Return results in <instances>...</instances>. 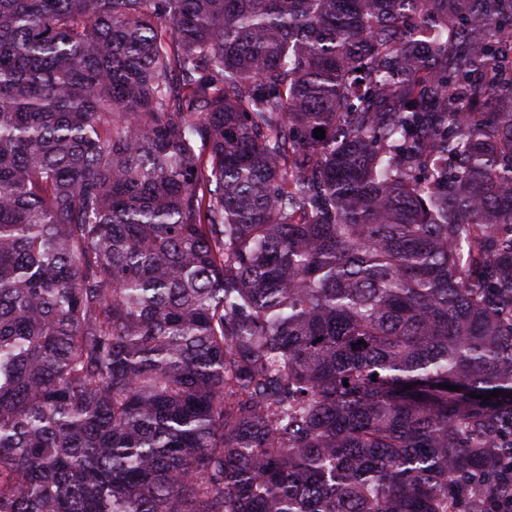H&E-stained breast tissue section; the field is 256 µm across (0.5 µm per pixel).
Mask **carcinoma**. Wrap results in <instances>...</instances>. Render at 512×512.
<instances>
[{
    "label": "carcinoma",
    "instance_id": "cac0c4a2",
    "mask_svg": "<svg viewBox=\"0 0 512 512\" xmlns=\"http://www.w3.org/2000/svg\"><path fill=\"white\" fill-rule=\"evenodd\" d=\"M492 490L512 0H0V512Z\"/></svg>",
    "mask_w": 512,
    "mask_h": 512
}]
</instances>
